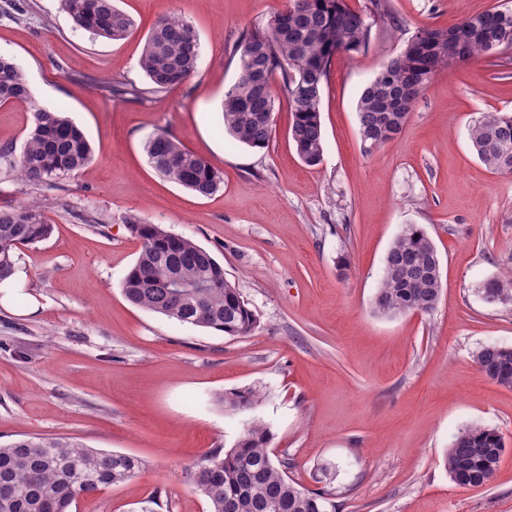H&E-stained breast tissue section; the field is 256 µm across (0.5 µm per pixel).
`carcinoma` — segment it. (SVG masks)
Masks as SVG:
<instances>
[{"mask_svg": "<svg viewBox=\"0 0 512 512\" xmlns=\"http://www.w3.org/2000/svg\"><path fill=\"white\" fill-rule=\"evenodd\" d=\"M73 23L97 37L122 40L134 29L132 17L114 0H60ZM297 22L283 28L281 13L261 27L243 30L230 50L238 58L239 76L224 93V128L238 142L266 149L275 136L266 114L279 100L292 115L289 135L298 156L316 165L324 153L321 96L333 59L339 53L365 51L372 23L351 9L347 0H290ZM512 48V9L493 7L447 29L420 27L404 51L387 60L357 101L359 136L377 134L380 145L403 131L415 103L441 70L499 48ZM200 44L193 27L177 16L163 15L148 34L141 66L150 91L184 84L196 71ZM387 100L405 111L389 113L378 123ZM25 104L32 124L24 147L14 155L0 147V161L16 177L34 185L55 184L83 170L93 150L83 131L59 109L35 105L23 72L0 57V105ZM478 158L492 171L512 174V113H485L469 126ZM153 167L194 194L209 197L224 184L222 173L204 158L184 149L168 132H156L146 143ZM141 243L138 258L122 290L135 306L182 325L207 328L228 336H245L257 319L238 289L224 279V268L206 248L187 237L173 241L171 232L137 216L126 218ZM41 203L0 206V281L16 271L17 249L50 234ZM177 276L188 291L183 297L168 288ZM442 280L437 249L417 224L405 226L386 254L377 295L387 307L374 306L384 317L432 312ZM479 293L488 304H512V273L485 282ZM479 372L512 389V350L490 344L475 354ZM259 393L246 390L224 396L233 406L252 407ZM271 433L252 422L237 443L211 451L188 468L189 485L210 504L211 512H325L324 495L300 489L288 477V461H275ZM505 452L494 427L468 426L453 439L445 457L452 480L462 487L489 484ZM144 462L128 454L89 448L70 437L25 436L0 446V512H71L72 504L114 484L135 478Z\"/></svg>", "mask_w": 512, "mask_h": 512, "instance_id": "1", "label": "carcinoma"}]
</instances>
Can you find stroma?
Listing matches in <instances>:
<instances>
[{
  "mask_svg": "<svg viewBox=\"0 0 512 512\" xmlns=\"http://www.w3.org/2000/svg\"><path fill=\"white\" fill-rule=\"evenodd\" d=\"M288 4L117 0L135 28L110 41L74 28L59 0H0V56L94 149L86 169L52 186L22 184L0 163V204L39 199L53 226L18 250L21 289L0 306V445L68 436L145 461L72 512H210L188 467L259 419L289 477L326 492L325 512H512V389L474 361L483 346L512 347V305L478 293L512 272V175L490 170L468 138L480 113L512 112V77L496 52L441 71L399 137L368 154L356 112L417 27L446 29L512 0H388L369 50L332 63L313 167L288 138L287 103L263 150L235 143L222 120L238 76L228 48ZM164 14L191 23L200 57L186 83L151 93L140 59ZM117 82L144 93L113 95ZM160 130L221 171L223 188L204 198L162 177L144 148ZM131 214L209 249L256 329L227 336L130 304L121 287L141 247ZM408 224L435 244L442 294L432 313L383 317L372 302ZM247 388L260 395L253 407L222 402ZM475 424L498 429L506 451L490 484L461 487L444 454Z\"/></svg>",
  "mask_w": 512,
  "mask_h": 512,
  "instance_id": "obj_1",
  "label": "stroma"
}]
</instances>
